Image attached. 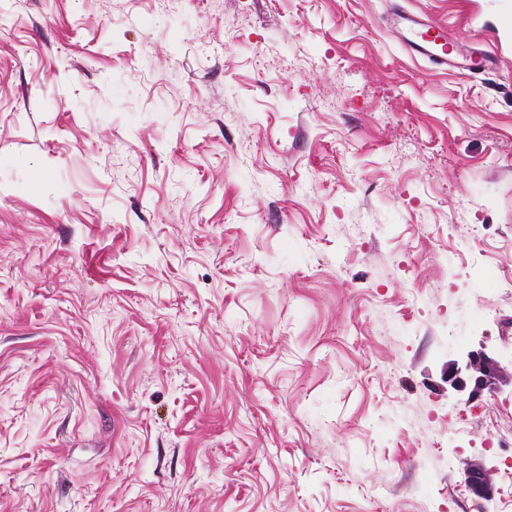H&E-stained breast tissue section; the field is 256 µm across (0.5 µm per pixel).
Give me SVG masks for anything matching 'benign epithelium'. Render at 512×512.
Listing matches in <instances>:
<instances>
[{"instance_id":"benign-epithelium-1","label":"benign epithelium","mask_w":512,"mask_h":512,"mask_svg":"<svg viewBox=\"0 0 512 512\" xmlns=\"http://www.w3.org/2000/svg\"><path fill=\"white\" fill-rule=\"evenodd\" d=\"M449 387L456 392L470 390V395L483 391L496 394L502 387L512 385V362L505 365L481 343L479 348L461 353L448 364ZM492 471L475 468L468 472V488L484 499L490 498Z\"/></svg>"}]
</instances>
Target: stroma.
<instances>
[{
    "label": "stroma",
    "mask_w": 512,
    "mask_h": 512,
    "mask_svg": "<svg viewBox=\"0 0 512 512\" xmlns=\"http://www.w3.org/2000/svg\"><path fill=\"white\" fill-rule=\"evenodd\" d=\"M482 343L512 0H0V512H512ZM391 21L404 29L406 45L410 52L427 58L435 65L448 64V27L444 24L422 20L405 12L393 14ZM449 387L456 392L471 388L469 395L487 390L497 394L503 386L510 384L512 392V361L504 365L484 343L479 348L461 353L458 359L448 364ZM492 470L486 468L470 469L467 476L468 488L485 500L491 498Z\"/></svg>",
    "instance_id": "1"
}]
</instances>
